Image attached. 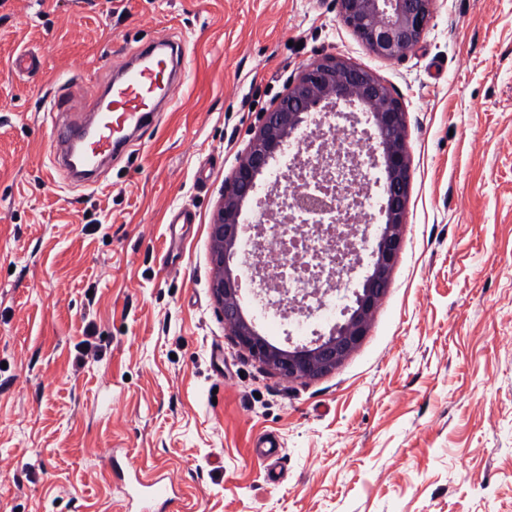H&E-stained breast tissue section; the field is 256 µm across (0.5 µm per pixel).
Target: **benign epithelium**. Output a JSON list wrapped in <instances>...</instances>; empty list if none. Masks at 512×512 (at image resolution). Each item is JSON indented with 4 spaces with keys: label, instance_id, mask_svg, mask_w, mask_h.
Listing matches in <instances>:
<instances>
[{
    "label": "benign epithelium",
    "instance_id": "benign-epithelium-1",
    "mask_svg": "<svg viewBox=\"0 0 512 512\" xmlns=\"http://www.w3.org/2000/svg\"><path fill=\"white\" fill-rule=\"evenodd\" d=\"M434 0H339L340 17L377 55L397 59L409 52L427 28ZM359 101L379 132L386 174L383 225L373 252L372 272L355 293V306L345 311L344 323L311 346L285 350L273 345L248 321L240 303V277L229 263L236 254L239 215L252 195L256 179L319 107ZM405 112L389 88L370 72L344 59H312L299 78L288 84L260 114V125L232 174L210 224L211 290L225 325L237 345L270 373L308 380L327 375L341 365L367 335L374 310L386 293L397 261L411 185V159L404 137Z\"/></svg>",
    "mask_w": 512,
    "mask_h": 512
}]
</instances>
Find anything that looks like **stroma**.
<instances>
[{
	"label": "stroma",
	"instance_id": "obj_1",
	"mask_svg": "<svg viewBox=\"0 0 512 512\" xmlns=\"http://www.w3.org/2000/svg\"><path fill=\"white\" fill-rule=\"evenodd\" d=\"M165 34L184 78L159 122L94 186L52 171L45 101L80 117ZM324 55L400 101L411 188L367 336L289 380L225 327L209 226L259 112ZM161 475L167 512H512V0H436L395 60L337 0H0V512H141L130 478Z\"/></svg>",
	"mask_w": 512,
	"mask_h": 512
}]
</instances>
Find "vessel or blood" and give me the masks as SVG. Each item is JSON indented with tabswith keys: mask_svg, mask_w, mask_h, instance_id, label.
Instances as JSON below:
<instances>
[{
	"mask_svg": "<svg viewBox=\"0 0 512 512\" xmlns=\"http://www.w3.org/2000/svg\"><path fill=\"white\" fill-rule=\"evenodd\" d=\"M183 57L182 42L158 37L110 78L81 124L67 122L64 96L51 98L52 167L66 170L72 183L88 186L104 161L119 158L130 137L143 131L172 103Z\"/></svg>",
	"mask_w": 512,
	"mask_h": 512,
	"instance_id": "1",
	"label": "vessel or blood"
}]
</instances>
